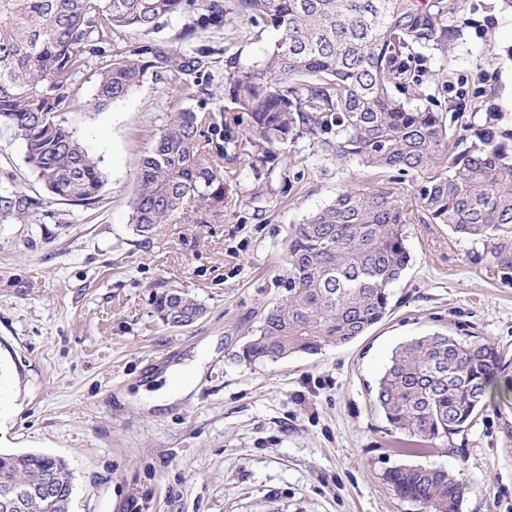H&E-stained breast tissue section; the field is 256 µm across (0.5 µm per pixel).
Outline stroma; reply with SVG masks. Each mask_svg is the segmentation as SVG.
Instances as JSON below:
<instances>
[{
  "instance_id": "1",
  "label": "stroma",
  "mask_w": 512,
  "mask_h": 512,
  "mask_svg": "<svg viewBox=\"0 0 512 512\" xmlns=\"http://www.w3.org/2000/svg\"><path fill=\"white\" fill-rule=\"evenodd\" d=\"M469 21L448 54L428 60V94L450 134L512 130V10L466 0ZM236 21L200 43L260 59L263 43ZM99 60L79 74L64 119L106 175L92 208L54 201L31 223H0V450L66 459L70 512H424L394 495L386 472L442 468L466 485L461 512H512V394L490 400L437 448L405 451L371 390L392 351L434 332L496 345L512 361V267L492 242L443 224L407 225L411 262L388 316L366 335L316 354L247 365L236 354L284 293L293 225L347 188L414 195L392 173L291 148L293 177L278 207L255 215V173L225 161L223 179L149 237L132 229L136 172L167 113L197 99L146 80L124 100L89 105ZM0 185L48 192L23 146L0 127ZM206 307L191 326H164L163 289ZM205 354L187 396L151 403L164 368Z\"/></svg>"
}]
</instances>
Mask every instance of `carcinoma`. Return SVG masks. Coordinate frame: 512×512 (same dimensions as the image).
<instances>
[{"instance_id":"obj_1","label":"carcinoma","mask_w":512,"mask_h":512,"mask_svg":"<svg viewBox=\"0 0 512 512\" xmlns=\"http://www.w3.org/2000/svg\"><path fill=\"white\" fill-rule=\"evenodd\" d=\"M187 19L174 39H150L162 18ZM246 20L255 39L270 29L263 58L196 45L198 34ZM467 26L463 0H0V126L14 131L47 191L75 206L99 203L105 174L62 118L77 76L101 59L95 109L124 100L147 76L181 92L212 81L224 57V102L166 115L136 175L133 231L147 236L222 178L224 158L264 172L248 196L254 214L277 205L288 185V151L308 136L321 151L369 169L395 171L415 188L422 221L461 237L497 240L512 262V133L490 128L465 147L449 143L446 113L393 94L419 90L425 50L437 58ZM146 40H124L128 32ZM246 113L252 132L222 138L216 156L203 128L224 131V113ZM47 201L0 187V222L28 221ZM412 215L386 188L346 189L288 236L285 289L264 313L241 362H277L365 335L391 311L392 288L408 266L404 226ZM154 310L172 328L204 313L168 288ZM503 354L491 343L420 336L397 347L375 396L393 430L422 445L460 432L500 394ZM386 481L426 512H461L463 487L444 469L394 467ZM15 487L32 493L4 505ZM74 476L61 457L0 452V512H69Z\"/></svg>"}]
</instances>
